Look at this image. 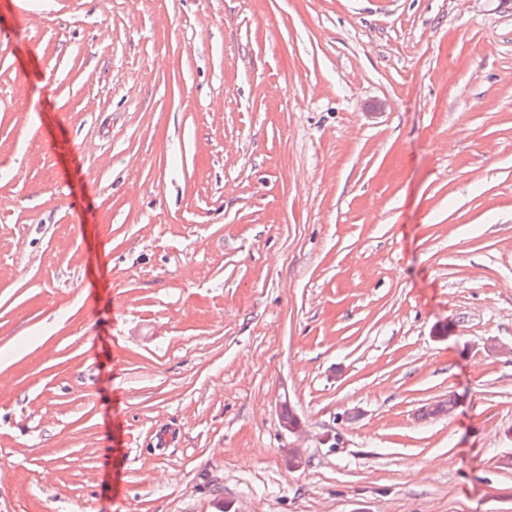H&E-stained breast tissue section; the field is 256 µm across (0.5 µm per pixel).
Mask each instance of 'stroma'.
<instances>
[{
	"label": "stroma",
	"instance_id": "stroma-1",
	"mask_svg": "<svg viewBox=\"0 0 512 512\" xmlns=\"http://www.w3.org/2000/svg\"><path fill=\"white\" fill-rule=\"evenodd\" d=\"M508 457L512 9L0 0V512H512Z\"/></svg>",
	"mask_w": 512,
	"mask_h": 512
}]
</instances>
